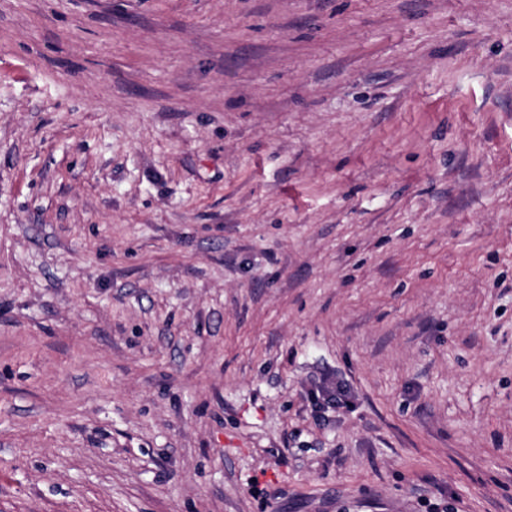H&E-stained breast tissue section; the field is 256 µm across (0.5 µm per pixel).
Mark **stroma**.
Wrapping results in <instances>:
<instances>
[{"instance_id": "obj_1", "label": "stroma", "mask_w": 512, "mask_h": 512, "mask_svg": "<svg viewBox=\"0 0 512 512\" xmlns=\"http://www.w3.org/2000/svg\"><path fill=\"white\" fill-rule=\"evenodd\" d=\"M0 512H512V0H0ZM310 399L319 408L347 405L346 394L340 385L326 377L320 379L318 384H314V388L310 390Z\"/></svg>"}]
</instances>
